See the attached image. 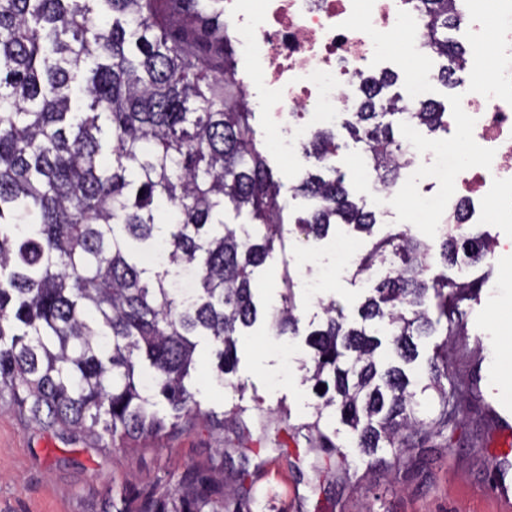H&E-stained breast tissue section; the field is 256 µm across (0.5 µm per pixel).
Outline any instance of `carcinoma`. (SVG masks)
I'll return each mask as SVG.
<instances>
[{"instance_id":"1","label":"carcinoma","mask_w":512,"mask_h":512,"mask_svg":"<svg viewBox=\"0 0 512 512\" xmlns=\"http://www.w3.org/2000/svg\"><path fill=\"white\" fill-rule=\"evenodd\" d=\"M423 44L452 83L465 51L448 38L464 0H415ZM220 0H0V393L44 429L98 450L157 437L201 414L187 379L196 336L209 337L216 380L235 387L238 337L261 311L253 274L285 249L283 184L257 147L245 90L235 80ZM192 11L175 32L169 18ZM386 76L345 127L364 144L380 188L408 164L386 116L448 129L431 99L385 97ZM338 149L324 129L304 149L329 175L305 172L293 190L314 200L295 221L324 238L335 224L370 235L373 211L351 198L330 165ZM248 212L253 224L232 225ZM137 242L165 248L151 268ZM485 237L440 224L435 239L406 231L360 258L368 296L359 321L332 301L305 334L312 390L345 427L303 426L319 453L349 449L391 469L432 439L453 440L475 387L455 379L446 337L461 329L468 282L435 269L480 261ZM195 280L190 297L175 277ZM280 335L299 336L293 279L283 269ZM442 330L417 387V340ZM154 384H141L144 367ZM324 385V392L318 386ZM165 402L170 416L160 414ZM92 512H224V449L190 467L172 490L143 489L118 508L103 494Z\"/></svg>"}]
</instances>
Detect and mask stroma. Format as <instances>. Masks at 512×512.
Segmentation results:
<instances>
[{"label":"stroma","instance_id":"stroma-1","mask_svg":"<svg viewBox=\"0 0 512 512\" xmlns=\"http://www.w3.org/2000/svg\"><path fill=\"white\" fill-rule=\"evenodd\" d=\"M252 123L259 147L282 185L280 203L298 217L309 207L295 195L300 174L293 160L273 149L277 134L267 113L255 112ZM338 150L334 163L343 173L351 196L372 203L376 187L356 161L361 151L342 121H334ZM409 181V180H408ZM408 181L397 180L385 209L377 211L372 235L344 224L321 240L305 238L295 222L288 226V247L273 252L254 278L255 299L264 309L279 306L283 270L294 280V301L301 326L322 315L320 300H336L353 315L366 290L351 270L340 264L337 247L355 246L365 254L389 234L405 230L427 239L434 213L407 202ZM512 259L494 257L475 267L470 280L504 281L496 293L481 292L466 303L464 331L452 339V370L458 378L477 382L479 400L467 403L461 430L480 434L483 452L461 441L438 448H419L397 469L368 465L358 459L357 484L320 490L331 480L330 463L318 458L295 427L314 421L316 399L301 367L307 351L301 340L286 341L269 320H259L238 343L234 387L213 378L215 358L207 341L196 350V369L189 385L202 413L189 424L162 437L125 448L99 452L83 441L68 442L57 432L40 429L0 395V512H90L104 489L115 503L134 490L153 485L174 489L190 466H205L215 449L229 452L224 460V496L248 494L252 512H512V496L497 497L512 487ZM242 411L246 435L218 429L215 416ZM249 475L239 480L242 459Z\"/></svg>","mask_w":512,"mask_h":512}]
</instances>
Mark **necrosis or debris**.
Wrapping results in <instances>:
<instances>
[{"instance_id":"1","label":"necrosis or debris","mask_w":512,"mask_h":512,"mask_svg":"<svg viewBox=\"0 0 512 512\" xmlns=\"http://www.w3.org/2000/svg\"><path fill=\"white\" fill-rule=\"evenodd\" d=\"M224 12L267 90L256 106L281 126L277 147L289 157L345 109L360 72L391 57L412 60L410 101L425 98L436 78L411 0H224ZM462 24L475 50L466 66L485 78L460 85V109L448 115L471 147L454 165L448 221L512 224V0H466Z\"/></svg>"}]
</instances>
